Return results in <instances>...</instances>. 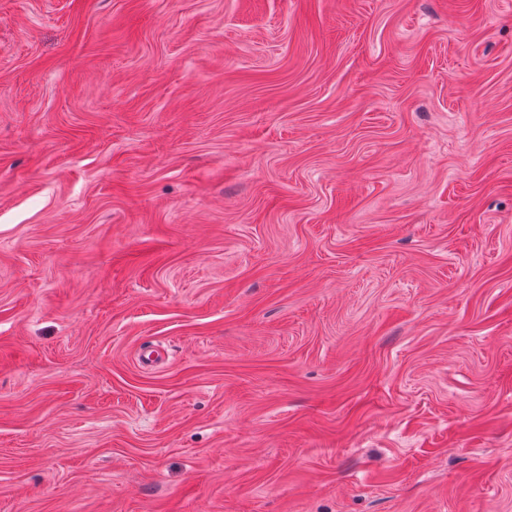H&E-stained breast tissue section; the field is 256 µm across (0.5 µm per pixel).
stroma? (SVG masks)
Segmentation results:
<instances>
[{
  "label": "stroma",
  "instance_id": "obj_1",
  "mask_svg": "<svg viewBox=\"0 0 512 512\" xmlns=\"http://www.w3.org/2000/svg\"><path fill=\"white\" fill-rule=\"evenodd\" d=\"M0 512H512V0H0Z\"/></svg>",
  "mask_w": 512,
  "mask_h": 512
}]
</instances>
